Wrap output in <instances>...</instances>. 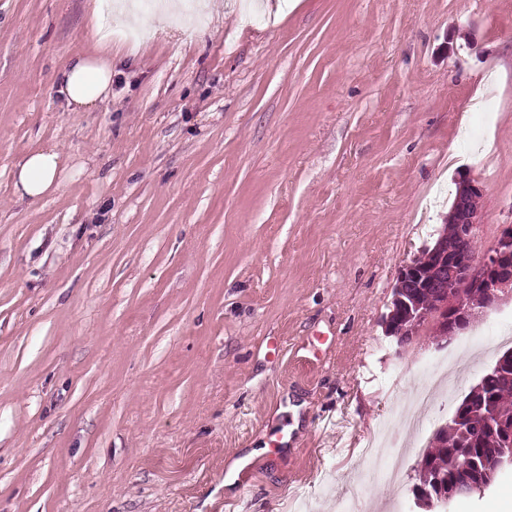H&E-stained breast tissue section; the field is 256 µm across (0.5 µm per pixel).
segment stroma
<instances>
[{
    "label": "stroma",
    "mask_w": 512,
    "mask_h": 512,
    "mask_svg": "<svg viewBox=\"0 0 512 512\" xmlns=\"http://www.w3.org/2000/svg\"><path fill=\"white\" fill-rule=\"evenodd\" d=\"M107 2L0 0V512H335L451 349L426 327L397 353L399 270L461 175L478 251L512 224V0H210L140 10L149 38ZM106 28L111 90L73 111L56 76ZM39 144L62 165L33 200ZM458 360L441 424L495 358ZM401 466L366 512H419ZM511 500L509 467L443 512ZM60 165L56 146L32 148L16 173L15 188L23 196L40 198L55 189Z\"/></svg>",
    "instance_id": "obj_1"
}]
</instances>
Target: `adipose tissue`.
Wrapping results in <instances>:
<instances>
[{
    "label": "adipose tissue",
    "mask_w": 512,
    "mask_h": 512,
    "mask_svg": "<svg viewBox=\"0 0 512 512\" xmlns=\"http://www.w3.org/2000/svg\"><path fill=\"white\" fill-rule=\"evenodd\" d=\"M58 91L68 107L85 110L95 106L112 84V71L88 54L71 57L56 77ZM60 165L57 147L31 149L16 173L15 188L22 195L39 198L55 188Z\"/></svg>",
    "instance_id": "1"
}]
</instances>
